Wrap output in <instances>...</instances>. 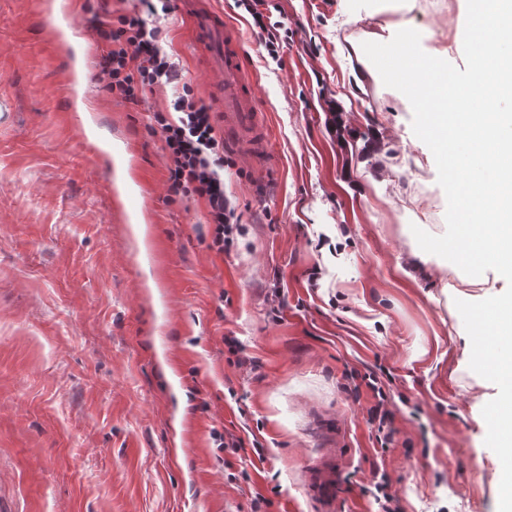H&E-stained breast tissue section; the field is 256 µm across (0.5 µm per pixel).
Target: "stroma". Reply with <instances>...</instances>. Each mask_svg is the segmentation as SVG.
<instances>
[{
  "label": "stroma",
  "instance_id": "stroma-1",
  "mask_svg": "<svg viewBox=\"0 0 512 512\" xmlns=\"http://www.w3.org/2000/svg\"><path fill=\"white\" fill-rule=\"evenodd\" d=\"M42 2L0 0V512H319L305 473L330 445L336 512H377L381 474L401 512H498L502 466L481 414L498 388L471 371L455 307L482 291L435 255L403 274L413 227L444 233L447 199L406 97L350 53L382 34L395 0H269L288 30L278 66L234 0H205L242 33L271 147L263 164L233 153L224 172L244 233L221 255L204 202L169 201L150 127L183 84L213 100L188 16L163 23L178 83L139 104L90 93L98 142L127 144L116 177L146 191L139 237L81 144ZM463 11L419 0L407 18L422 49L449 47L459 67ZM369 374L394 414L386 450ZM218 432L241 438L237 453Z\"/></svg>",
  "mask_w": 512,
  "mask_h": 512
}]
</instances>
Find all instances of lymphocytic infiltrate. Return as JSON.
<instances>
[{
    "label": "lymphocytic infiltrate",
    "mask_w": 512,
    "mask_h": 512,
    "mask_svg": "<svg viewBox=\"0 0 512 512\" xmlns=\"http://www.w3.org/2000/svg\"><path fill=\"white\" fill-rule=\"evenodd\" d=\"M146 15L120 16L118 21L94 18L93 31L100 48L96 77L112 96L139 103L156 87L174 82L178 65L166 49L161 23L173 11L172 0H144ZM264 0H237L248 13L271 63H280L286 42L283 24L265 15ZM153 120L161 133L167 158L169 200L204 201L206 219L212 226V250L224 253L241 234L235 206L224 193V168L232 160L224 137L213 122L212 108L184 88L170 110H157Z\"/></svg>",
    "instance_id": "lymphocytic-infiltrate-1"
}]
</instances>
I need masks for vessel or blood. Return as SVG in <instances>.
<instances>
[{"label": "vessel or blood", "mask_w": 512, "mask_h": 512, "mask_svg": "<svg viewBox=\"0 0 512 512\" xmlns=\"http://www.w3.org/2000/svg\"><path fill=\"white\" fill-rule=\"evenodd\" d=\"M44 7L56 19L50 37L57 50L71 61L68 77L71 95L88 92L93 84L90 52L70 0H45ZM185 8L191 15L200 46L208 50L221 74L218 100L224 110L225 143L251 155L264 152L268 142L262 134L261 114L255 106V86L245 77L239 30L200 6L197 0H187ZM309 480L320 512H334L340 480L337 449L324 452L312 467Z\"/></svg>", "instance_id": "1"}]
</instances>
